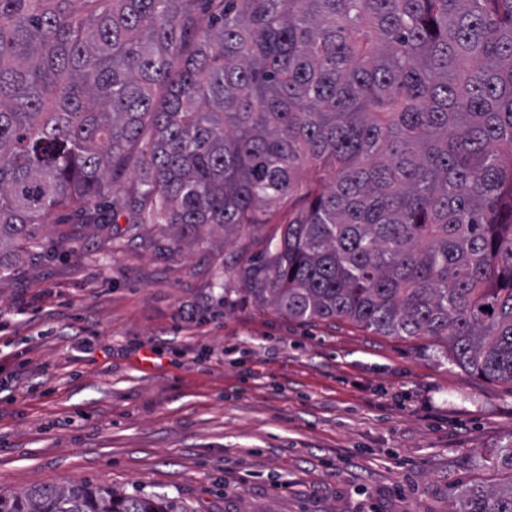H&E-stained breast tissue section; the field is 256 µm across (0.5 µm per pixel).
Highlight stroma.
<instances>
[{
    "instance_id": "1",
    "label": "stroma",
    "mask_w": 512,
    "mask_h": 512,
    "mask_svg": "<svg viewBox=\"0 0 512 512\" xmlns=\"http://www.w3.org/2000/svg\"><path fill=\"white\" fill-rule=\"evenodd\" d=\"M133 237L52 214L0 283V493L72 481L192 512H453L504 486L512 384L428 338L306 324L239 271L287 223Z\"/></svg>"
}]
</instances>
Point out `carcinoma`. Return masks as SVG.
Returning a JSON list of instances; mask_svg holds the SVG:
<instances>
[{
	"label": "carcinoma",
	"instance_id": "carcinoma-1",
	"mask_svg": "<svg viewBox=\"0 0 512 512\" xmlns=\"http://www.w3.org/2000/svg\"><path fill=\"white\" fill-rule=\"evenodd\" d=\"M292 219L248 291L512 383V0H0V272L51 214ZM457 512H512L469 488ZM0 512H189L72 482Z\"/></svg>",
	"mask_w": 512,
	"mask_h": 512
}]
</instances>
